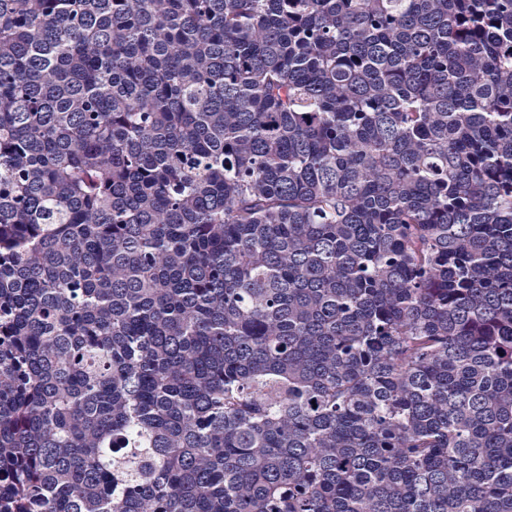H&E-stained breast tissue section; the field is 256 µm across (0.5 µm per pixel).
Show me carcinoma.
Segmentation results:
<instances>
[{"instance_id":"1","label":"carcinoma","mask_w":512,"mask_h":512,"mask_svg":"<svg viewBox=\"0 0 512 512\" xmlns=\"http://www.w3.org/2000/svg\"><path fill=\"white\" fill-rule=\"evenodd\" d=\"M0 512H512V0H0Z\"/></svg>"}]
</instances>
